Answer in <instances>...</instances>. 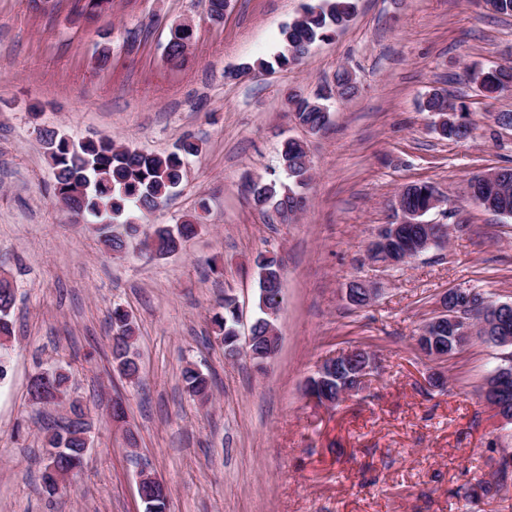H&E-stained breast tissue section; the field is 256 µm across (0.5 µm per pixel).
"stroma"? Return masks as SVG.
Listing matches in <instances>:
<instances>
[{"label": "stroma", "mask_w": 512, "mask_h": 512, "mask_svg": "<svg viewBox=\"0 0 512 512\" xmlns=\"http://www.w3.org/2000/svg\"><path fill=\"white\" fill-rule=\"evenodd\" d=\"M305 0H230L221 22L207 0H112L87 17L81 0H0V276L14 287V352L0 380V512H143L147 472L169 489L167 512H512V423L486 405L487 377L512 351L470 336L437 360L416 338L448 291L473 288L512 303V216L471 199L473 175L512 167V90L488 97L472 70L512 63V17L477 0H358L351 22L287 69L229 78L281 51L280 29ZM193 35L181 66L165 47L177 25ZM110 61L98 66L101 50ZM348 68L358 91L331 106L312 134L287 96L313 94ZM464 101L471 137L433 130L420 104L432 91ZM109 137L156 153L186 137L201 146L168 203L142 225L178 224L199 199L209 211L179 253L158 257L131 240L114 255L91 224L74 223L55 196L38 131ZM303 140L312 179L305 210L280 223L255 209L247 182L276 178L278 149ZM445 197L422 218L451 230L398 267L366 255L393 200L411 183ZM282 261L280 337L263 365L230 361L211 331L224 295L240 305V336L259 315L253 260ZM377 290L348 304L349 283ZM136 326L138 382L112 365L110 314ZM371 351L366 386L335 408L303 393L322 360ZM211 379L201 405L181 371ZM65 367L91 419L84 468L57 494L41 486L42 438L62 409L35 403L31 379ZM119 398L124 425L107 412Z\"/></svg>", "instance_id": "obj_1"}]
</instances>
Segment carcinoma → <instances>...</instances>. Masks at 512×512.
I'll list each match as a JSON object with an SVG mask.
<instances>
[{"label":"carcinoma","instance_id":"carcinoma-1","mask_svg":"<svg viewBox=\"0 0 512 512\" xmlns=\"http://www.w3.org/2000/svg\"><path fill=\"white\" fill-rule=\"evenodd\" d=\"M358 0H317L307 3L292 22L280 30L283 50L275 62L280 68L297 63L318 41L331 40L336 31L345 27L355 15ZM190 38L187 30L175 31L166 47V59L177 64L183 60L185 40ZM480 88L490 94H498L512 88V67L496 66L473 71ZM357 92V85L351 83L349 71H336L334 81L319 85L314 98L301 95L288 96V105L295 120L317 133L330 122L331 112L327 102L339 97L349 98ZM422 110L438 117H448L437 133L442 139H464L472 134L466 120L467 106L454 102L447 95L434 91L422 102ZM45 155L54 174L55 192L63 198L65 208L82 217L86 224H96L108 249L120 254L127 248V240L110 233L109 225L103 218L126 216L128 228L166 203L170 194L181 183L185 160L200 153L198 143L186 139L178 151L168 154L146 153L118 144L110 138L97 141L67 140L54 129L41 131ZM280 162L289 183L277 180H253L249 192L254 206L261 211L272 210L284 221L293 219L305 206L303 189L312 179L311 166L306 145L295 139L283 142ZM495 181H481L472 178L469 188L473 196L485 203V209L497 214H512V168L497 171ZM407 205L414 210L428 212L434 209L432 201L435 189L428 183L408 185L403 188ZM198 218L187 219L175 225H158L153 232L145 235L142 245L159 256L177 253L185 240L198 233ZM258 279V309L280 303L279 288H268L264 275H281V263L274 256L258 254L255 261ZM456 305L465 312L469 301L487 302V298L473 290L454 291ZM14 291L10 281L0 277V337L13 336L12 309ZM223 313H217L211 320L213 333L220 338L224 349L234 355L236 350L234 330L237 325L238 305L230 295H224L220 304ZM112 362L122 376L141 373V367L133 359L131 348L135 339V328L129 315L121 307L112 309ZM183 381L189 394L204 398L210 391L209 379L200 371L187 367L182 372ZM69 376L60 368L54 369L45 388L51 396L50 402L66 404L69 414L79 420V425H67L69 418L47 428L46 452L52 451L64 459L77 456L85 448L83 425L87 424V412L76 399L67 397Z\"/></svg>","mask_w":512,"mask_h":512}]
</instances>
